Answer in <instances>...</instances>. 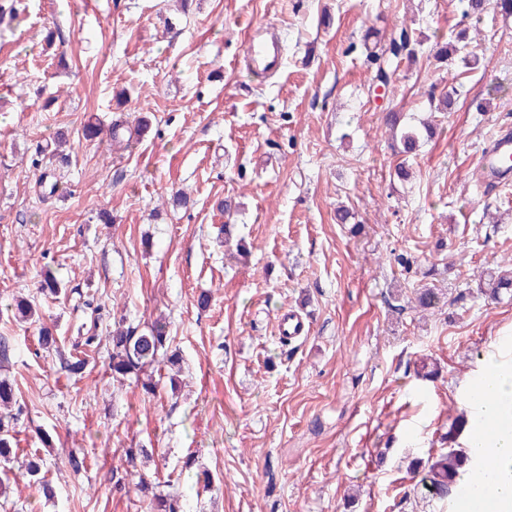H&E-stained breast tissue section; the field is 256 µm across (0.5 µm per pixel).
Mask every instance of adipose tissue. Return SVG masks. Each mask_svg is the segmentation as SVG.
Masks as SVG:
<instances>
[{"label":"adipose tissue","instance_id":"obj_1","mask_svg":"<svg viewBox=\"0 0 512 512\" xmlns=\"http://www.w3.org/2000/svg\"><path fill=\"white\" fill-rule=\"evenodd\" d=\"M464 407L482 430L473 432L466 443L471 459L486 460L480 480L464 472L471 494L490 502L494 512H512V360L489 357L475 389Z\"/></svg>","mask_w":512,"mask_h":512}]
</instances>
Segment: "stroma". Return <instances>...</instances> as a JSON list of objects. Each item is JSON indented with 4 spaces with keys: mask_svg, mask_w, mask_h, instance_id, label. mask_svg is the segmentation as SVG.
<instances>
[{
    "mask_svg": "<svg viewBox=\"0 0 512 512\" xmlns=\"http://www.w3.org/2000/svg\"><path fill=\"white\" fill-rule=\"evenodd\" d=\"M404 23L418 58L380 87L370 50ZM258 24L285 47L263 82L244 61ZM462 30L474 68L432 57ZM390 112L437 133L402 158ZM143 119L125 148L82 135ZM509 127L512 15L466 19L460 0H26L0 19V378L23 410L16 446L41 448L53 490L0 460V512H145L112 485L132 445L156 450L146 473L172 476L190 512H453L417 498L409 463L447 447L484 359L512 358V297L477 288L512 257V184L485 191L477 166ZM60 130L65 168L41 154ZM403 161L410 178L392 179ZM49 275L61 293H41ZM418 288L444 305L415 310ZM18 297L40 323L15 317ZM284 310L309 330L288 345L274 334ZM160 315L183 386L113 383L115 320ZM84 336L100 343L75 378L62 360Z\"/></svg>",
    "mask_w": 512,
    "mask_h": 512,
    "instance_id": "obj_1",
    "label": "stroma"
}]
</instances>
